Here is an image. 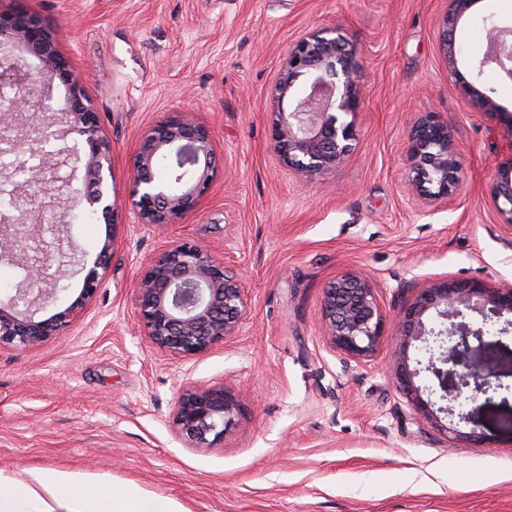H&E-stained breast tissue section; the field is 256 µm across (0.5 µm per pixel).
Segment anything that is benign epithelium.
<instances>
[{"mask_svg": "<svg viewBox=\"0 0 512 512\" xmlns=\"http://www.w3.org/2000/svg\"><path fill=\"white\" fill-rule=\"evenodd\" d=\"M452 12L444 20L443 40L454 66L459 87L474 112L497 115L503 109L487 93L457 69L454 25L477 0H451ZM512 34V27L492 26L489 46L478 70L492 66L512 77V53L501 56L500 47ZM0 45L20 47L41 63L34 72L20 56L5 54L0 83L12 87L16 96L9 108L0 110V142L19 154L38 158L11 171L7 192L14 205L0 225V261L25 271L24 287L7 301H0V346L26 348L66 332L79 321L86 303L103 282L114 252V242L104 244L83 278L79 296L69 306L40 319L39 311L52 303L55 291L48 287L55 279L52 261L68 257L54 254L32 238V224L45 226L56 234L57 209L82 205L113 223L112 155L102 135L98 113L86 103L82 79L57 53L50 32L29 14L0 11ZM361 54L335 30H322L301 37L289 47L274 87L282 102L300 76L312 77L309 93L295 101L292 109L272 113V147L281 163L301 178L328 174L355 148L354 118L361 110L362 86L358 79ZM60 79L69 86L62 106L55 110L49 97L36 94L32 86ZM33 120L20 121L23 110ZM451 121L432 116L419 119L409 133L407 161L411 192L436 202L455 194L465 173L450 135ZM70 135L80 140L85 152L82 187H71L67 197L56 194L54 183L65 165L70 149L46 150V145ZM501 135L509 146L507 156L497 163V175L490 198L504 223L512 224V114L501 123ZM172 164L170 180L160 182L154 173L160 158ZM216 165L212 139L189 114L148 128L142 134L132 168V204L138 223L147 227L173 224L195 211L211 181ZM136 307L149 343L174 359L188 360L234 335L246 317L248 303L241 278L224 257L195 239L179 241L152 255L136 279ZM481 313L484 319L512 314V288H489L479 281H442L422 289L403 309L399 328L405 348L392 365L393 374L415 410L430 420L446 436L457 438L460 431L445 423L439 414L447 408L435 407L424 397L426 390L415 378L426 370L439 382L448 378L445 366L460 363V346L444 343L455 336L482 338L483 328L470 330L448 320L461 308ZM325 336L333 349L349 360L371 356L383 335L384 316L369 275L350 270L336 278L324 292ZM425 344L427 364L410 365L408 346ZM238 395L220 385H188L174 403L173 424L189 448L210 447L224 439L242 415Z\"/></svg>", "mask_w": 512, "mask_h": 512, "instance_id": "1", "label": "benign epithelium"}]
</instances>
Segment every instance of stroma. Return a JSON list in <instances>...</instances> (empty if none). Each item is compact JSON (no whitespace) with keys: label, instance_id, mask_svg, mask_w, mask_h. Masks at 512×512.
Returning a JSON list of instances; mask_svg holds the SVG:
<instances>
[{"label":"stroma","instance_id":"obj_1","mask_svg":"<svg viewBox=\"0 0 512 512\" xmlns=\"http://www.w3.org/2000/svg\"><path fill=\"white\" fill-rule=\"evenodd\" d=\"M37 15L81 72L112 151L113 224L83 207L57 213L60 236L92 264L118 247L84 317L24 349L0 348V486L64 472L92 494L135 486L185 512H512V331L483 328L446 381L472 410L451 439L413 410L389 369L396 320L422 288L448 279L512 286V228L494 209L501 118L469 111L441 43L449 0H0ZM512 27V0H477L457 21L460 72L512 112V78L475 61L483 20ZM340 28L362 51L356 147L325 178L298 179L272 149L274 85L289 47ZM211 135L218 172L195 212L160 229L128 200L142 133L180 112ZM454 116L467 180L430 202L405 191L408 134ZM205 241L240 276L248 313L193 359L153 349L137 318L141 262ZM374 278L387 325L376 353L345 360L321 331L324 290L350 269ZM488 380L467 369L486 352ZM239 391L243 415L222 442L186 447L172 424L186 383Z\"/></svg>","mask_w":512,"mask_h":512}]
</instances>
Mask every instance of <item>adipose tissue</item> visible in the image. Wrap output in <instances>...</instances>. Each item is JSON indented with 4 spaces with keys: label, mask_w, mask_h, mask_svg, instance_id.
<instances>
[{
    "label": "adipose tissue",
    "mask_w": 512,
    "mask_h": 512,
    "mask_svg": "<svg viewBox=\"0 0 512 512\" xmlns=\"http://www.w3.org/2000/svg\"><path fill=\"white\" fill-rule=\"evenodd\" d=\"M32 484L20 483L8 491H0V512H41V492L56 496L65 512H129L131 502H139L140 512H182L180 505L169 501L156 503L143 498L138 488L129 486L113 491L111 502L95 496L73 497L63 489L70 478L61 473L38 472Z\"/></svg>",
    "instance_id": "obj_1"
}]
</instances>
